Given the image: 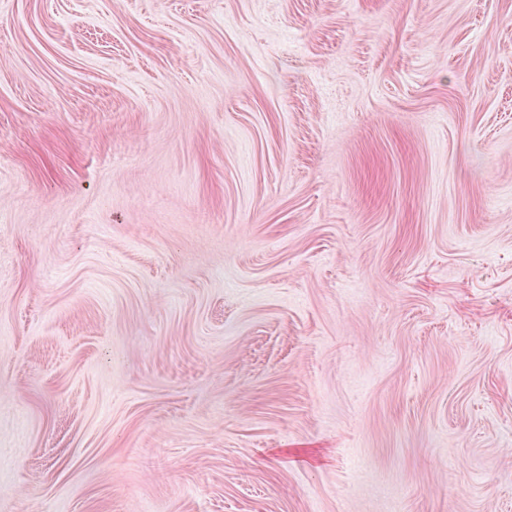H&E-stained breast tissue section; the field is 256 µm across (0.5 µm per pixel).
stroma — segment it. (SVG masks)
<instances>
[{
	"instance_id": "stroma-1",
	"label": "stroma",
	"mask_w": 512,
	"mask_h": 512,
	"mask_svg": "<svg viewBox=\"0 0 512 512\" xmlns=\"http://www.w3.org/2000/svg\"><path fill=\"white\" fill-rule=\"evenodd\" d=\"M0 512H512V0H0Z\"/></svg>"
}]
</instances>
